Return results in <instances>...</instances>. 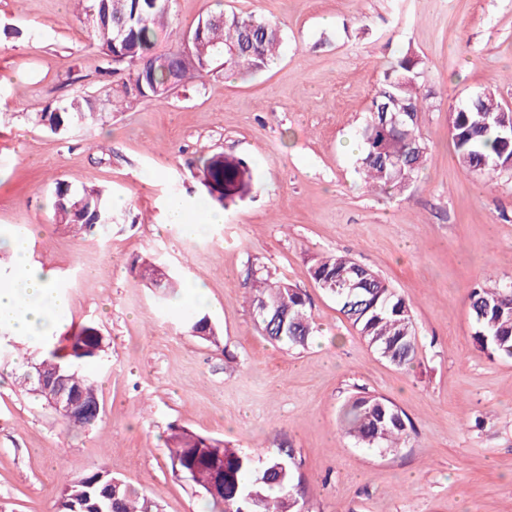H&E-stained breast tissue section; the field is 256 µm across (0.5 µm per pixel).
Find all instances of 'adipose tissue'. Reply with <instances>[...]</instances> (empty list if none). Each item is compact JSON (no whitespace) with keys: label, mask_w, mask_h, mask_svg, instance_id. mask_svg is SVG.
Returning <instances> with one entry per match:
<instances>
[{"label":"adipose tissue","mask_w":512,"mask_h":512,"mask_svg":"<svg viewBox=\"0 0 512 512\" xmlns=\"http://www.w3.org/2000/svg\"><path fill=\"white\" fill-rule=\"evenodd\" d=\"M32 235L26 227L0 242V247L14 258L13 267L0 272V327L9 328L19 339L38 344L61 328L68 299L48 275L29 263Z\"/></svg>","instance_id":"ef3b65f1"}]
</instances>
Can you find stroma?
<instances>
[{
	"label": "stroma",
	"mask_w": 512,
	"mask_h": 512,
	"mask_svg": "<svg viewBox=\"0 0 512 512\" xmlns=\"http://www.w3.org/2000/svg\"><path fill=\"white\" fill-rule=\"evenodd\" d=\"M279 24L280 55L263 72L215 69L163 101L132 100L102 127L63 135L31 113L87 96L108 108L100 57L71 0H0V238L36 225L31 242L69 298L62 334L103 336L101 414L71 429L0 361V512H56L64 477L107 470L161 512H210L173 475L171 427L255 455L293 449L310 512H512V358L474 340L466 295L512 281V177L485 183L458 163L448 112L484 87L512 108V0H174L175 22L154 52L171 51L216 6ZM333 26H324V18ZM425 63L430 108L423 172L400 194L365 185L355 131L401 51ZM245 161L225 193L207 160ZM96 184L124 198L105 233L51 219L56 182ZM224 214L202 237L167 223L169 200ZM342 252L410 301L417 353L404 368L380 358L313 280L316 256ZM160 259L183 286L159 306L130 265ZM306 293L317 332L285 351L256 329L250 267ZM202 283L196 303L188 285ZM209 315L218 344L184 333ZM368 391L413 422L401 448L342 436V405Z\"/></svg>",
	"instance_id": "stroma-1"
}]
</instances>
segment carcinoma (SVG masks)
Returning <instances> with one entry per match:
<instances>
[{
	"label": "carcinoma",
	"instance_id": "carcinoma-1",
	"mask_svg": "<svg viewBox=\"0 0 512 512\" xmlns=\"http://www.w3.org/2000/svg\"><path fill=\"white\" fill-rule=\"evenodd\" d=\"M84 13L90 40L100 51V72L126 74L116 84L117 99L163 100L171 91L192 80H202L217 66L240 72L257 71L275 58L283 43L280 26L253 13L214 12L198 21L190 49L196 65L182 58L184 37L176 50L164 57L153 54L157 32L170 24L171 0H86ZM423 61L406 50L391 62L372 99L364 125L358 131L357 172L367 183L402 192L417 177L428 154L419 131L420 114L428 109L430 91L420 78ZM493 91L485 89L463 112L449 110L448 128L459 164L485 182L512 175V131L492 123L501 109ZM112 113L90 98H75L44 112L31 121L52 133L73 127L104 125ZM204 178L224 183L231 191L243 183L246 169L241 162L203 165ZM52 218L78 232L93 235L112 223L109 194L95 186L56 183ZM134 271L159 290L165 304L178 284L169 274L159 277V264L144 259ZM310 273L319 288L336 299L343 315L358 328L380 357L402 367L417 349V332L411 303L391 288L374 270L354 259L333 252L314 259ZM250 306L261 335L287 351L303 348L313 335L311 306L305 293L276 278L265 267L251 271ZM475 323V339L490 354L512 357V283H486L467 297ZM193 337L205 332L208 341L218 332L207 315H197L185 325ZM105 354L103 338L92 328H83L68 338L62 348L47 347L37 360L46 378L65 376L83 402L98 399L96 379L86 373L87 359ZM345 436L366 448L394 450L405 444L412 425L396 405L385 398L361 391L342 409ZM171 469L202 490L212 512H304V496L297 475L299 465L291 448H279L253 456L224 441L176 429L167 439ZM58 512H159L155 502L114 479L107 471H93L66 481Z\"/></svg>",
	"mask_w": 512,
	"mask_h": 512
}]
</instances>
